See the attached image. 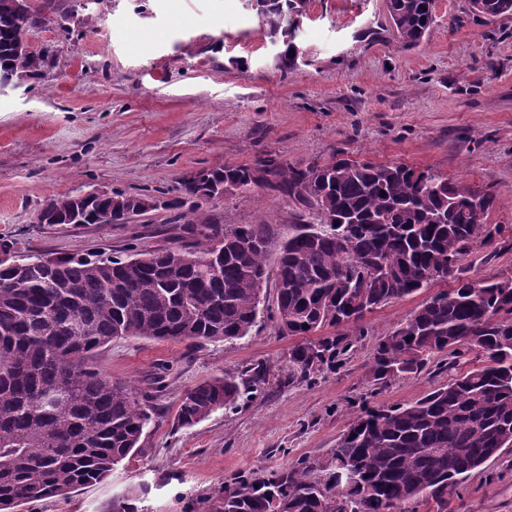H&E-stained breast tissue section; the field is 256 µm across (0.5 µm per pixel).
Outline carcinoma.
Wrapping results in <instances>:
<instances>
[{"instance_id":"cac0c4a2","label":"carcinoma","mask_w":512,"mask_h":512,"mask_svg":"<svg viewBox=\"0 0 512 512\" xmlns=\"http://www.w3.org/2000/svg\"><path fill=\"white\" fill-rule=\"evenodd\" d=\"M0 0V75L41 76L47 58L19 49V27L48 22L55 0L15 17ZM486 17L512 14V0H469ZM397 35L418 45L434 22L432 0H387ZM307 0H266L259 17L270 38L289 35L290 15ZM270 175L262 181L258 172ZM205 192L179 181L165 208L188 223L210 224L202 203L253 187L314 208L327 226L303 218L279 244L273 319L307 340L289 352L288 379L334 367L365 330L352 316L378 309L452 277L455 287L426 300L374 349L376 384L417 373L436 354L455 356L470 340L485 364L402 406L364 407L324 461L302 459L269 476L224 484L204 512H417L423 495L447 502L468 474L512 447V277H462L476 246L494 255L509 247L505 227L487 223L497 196L470 201L471 186L403 163L331 158L305 166L273 156L251 165L203 170ZM78 196L48 199L41 211L67 220ZM146 196L94 195L89 213L154 208ZM266 224H239L205 235L189 251L140 253L124 261L62 258L58 269L0 272V512L62 497L108 480L137 448L149 406L127 384L93 365L95 352L123 336L158 341L233 342L260 318ZM220 263L211 274L212 262ZM336 333L309 339L313 332ZM247 381L215 377L188 389L177 420L193 426L266 383L262 365ZM64 399L48 403L50 395Z\"/></svg>"}]
</instances>
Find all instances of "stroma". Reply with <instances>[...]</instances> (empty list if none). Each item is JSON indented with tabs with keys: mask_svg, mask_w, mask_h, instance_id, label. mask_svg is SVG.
<instances>
[{
	"mask_svg": "<svg viewBox=\"0 0 512 512\" xmlns=\"http://www.w3.org/2000/svg\"><path fill=\"white\" fill-rule=\"evenodd\" d=\"M28 30L48 54L42 77L0 88V238L17 257L125 259L202 242L199 224L156 208L123 224H39L49 198L72 192L162 196L186 173L246 165L267 154L291 165L330 160L403 163L490 190L489 223L512 228V15L485 18L468 0H435L436 21L415 47L394 34L386 0H309L293 69L245 0H64ZM217 228L269 225L287 236L302 206L260 190L204 205ZM429 288L368 314V334L336 368L289 379L299 339L259 320L231 342L113 340L94 363L149 401L139 450L104 483L27 502L18 512H108L126 495L139 512H189L232 478L326 459L362 406L416 401L480 365L429 364L374 385L378 341ZM269 369L261 392L191 427L176 413L185 390L216 376ZM418 512H512V448L470 473L447 504Z\"/></svg>",
	"mask_w": 512,
	"mask_h": 512,
	"instance_id": "1",
	"label": "stroma"
}]
</instances>
